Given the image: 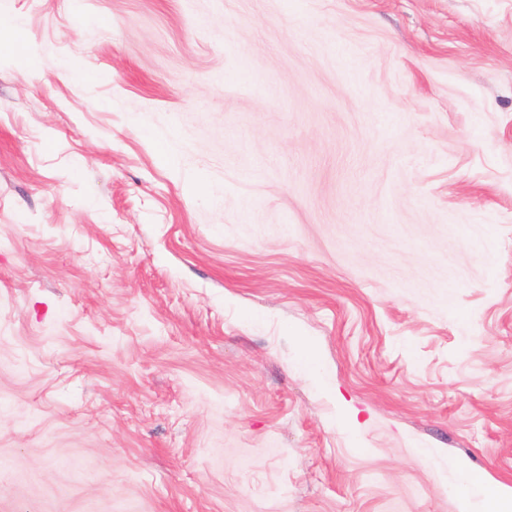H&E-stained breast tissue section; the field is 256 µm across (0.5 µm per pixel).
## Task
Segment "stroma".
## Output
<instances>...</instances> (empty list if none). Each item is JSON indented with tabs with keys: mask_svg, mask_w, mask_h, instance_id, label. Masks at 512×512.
<instances>
[{
	"mask_svg": "<svg viewBox=\"0 0 512 512\" xmlns=\"http://www.w3.org/2000/svg\"><path fill=\"white\" fill-rule=\"evenodd\" d=\"M473 474L512 488V0H0V512Z\"/></svg>",
	"mask_w": 512,
	"mask_h": 512,
	"instance_id": "obj_1",
	"label": "stroma"
}]
</instances>
